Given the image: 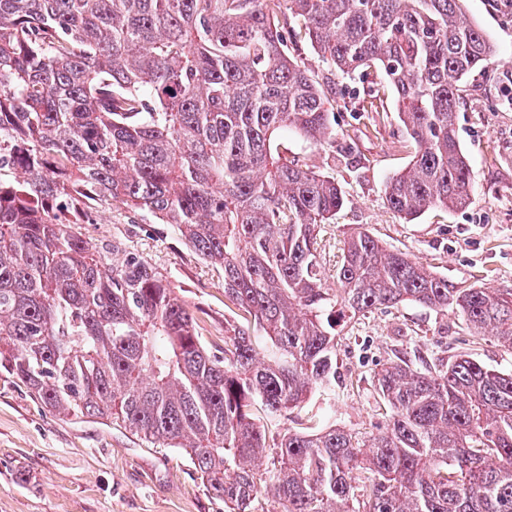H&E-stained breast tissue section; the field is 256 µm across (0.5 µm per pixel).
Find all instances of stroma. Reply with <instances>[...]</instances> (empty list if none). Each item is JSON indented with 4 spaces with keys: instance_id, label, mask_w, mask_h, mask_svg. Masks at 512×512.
Listing matches in <instances>:
<instances>
[{
    "instance_id": "stroma-1",
    "label": "stroma",
    "mask_w": 512,
    "mask_h": 512,
    "mask_svg": "<svg viewBox=\"0 0 512 512\" xmlns=\"http://www.w3.org/2000/svg\"><path fill=\"white\" fill-rule=\"evenodd\" d=\"M465 12L498 47L496 63L470 80L456 112L458 138L470 160L473 203L462 211L432 209L407 221L385 204L388 178L414 149L396 119L394 94L378 73L333 78L336 136L320 147L294 133L280 150L333 176L345 202L323 225L324 262L334 266L348 232L368 230L410 253L458 286L512 288V0H466ZM379 88L377 109H363V90ZM96 224L76 225L90 247L111 249L113 262L134 255L169 281L193 311L204 339L224 342V282L167 225L133 210L93 201ZM337 351L336 379L300 407L265 414L269 434L314 432L332 425L366 434L389 422L375 375L394 355L424 365L464 352L512 372V351L467 336L455 313L401 303L352 319ZM0 512H224L188 456L155 448L122 425L46 409L0 369Z\"/></svg>"
}]
</instances>
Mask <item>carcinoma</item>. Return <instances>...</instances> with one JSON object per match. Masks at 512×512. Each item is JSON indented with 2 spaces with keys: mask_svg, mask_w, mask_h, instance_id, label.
I'll return each mask as SVG.
<instances>
[{
  "mask_svg": "<svg viewBox=\"0 0 512 512\" xmlns=\"http://www.w3.org/2000/svg\"><path fill=\"white\" fill-rule=\"evenodd\" d=\"M464 0H0V368L46 408L121 421L189 456L225 512H512V373L457 354L376 374L384 432L334 425L267 441L258 407H298L336 375L339 326L412 302L512 349V288H459L366 230L327 276L336 180L278 149L335 134L300 65L374 69L415 146L389 178L412 220L473 200L455 119L497 47ZM286 5L287 28L277 20ZM98 198L167 224L245 323L202 340L170 283L90 249L63 213Z\"/></svg>",
  "mask_w": 512,
  "mask_h": 512,
  "instance_id": "obj_1",
  "label": "carcinoma"
}]
</instances>
